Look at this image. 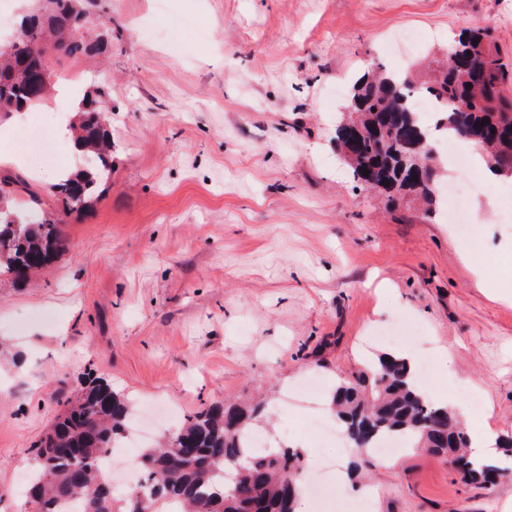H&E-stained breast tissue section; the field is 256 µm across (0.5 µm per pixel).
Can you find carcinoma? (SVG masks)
I'll return each instance as SVG.
<instances>
[{"mask_svg": "<svg viewBox=\"0 0 512 512\" xmlns=\"http://www.w3.org/2000/svg\"><path fill=\"white\" fill-rule=\"evenodd\" d=\"M86 0H48L47 13L23 16L19 42L0 49V112H19L42 100L39 81L44 42L73 58L94 50L74 35L86 21ZM478 45H473V42ZM453 60L434 71L419 90L441 104L435 127L455 137L478 136L491 167L512 176V71L499 47L483 29L453 40ZM411 77L375 72L358 79L350 94L351 116L344 124L359 131L344 161L355 182L427 205L433 213L440 160L410 104ZM103 92L86 96L80 107L78 140L95 157L94 164L54 184L55 195L69 209L82 210L100 194L112 172V138L106 128ZM18 179H0V273L20 279L42 269L65 251L59 220L51 215L26 222L6 200ZM331 405L345 434L362 454L387 436H404L418 448L463 461L466 478L487 483L498 474L491 464L467 455L469 437L448 407L423 393L406 361L383 354L370 371L340 382ZM133 402L100 377L80 380L63 403L51 428L33 444L37 470L30 483L33 512H296L303 452L281 446L258 454L246 439L264 424L263 405L211 404L189 416L181 429L141 450L138 464L145 480L124 499L112 494L109 473L100 460L125 438Z\"/></svg>", "mask_w": 512, "mask_h": 512, "instance_id": "1", "label": "carcinoma"}]
</instances>
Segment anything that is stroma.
<instances>
[{"label":"stroma","instance_id":"stroma-1","mask_svg":"<svg viewBox=\"0 0 512 512\" xmlns=\"http://www.w3.org/2000/svg\"><path fill=\"white\" fill-rule=\"evenodd\" d=\"M512 61V0H96V59L47 47L40 107L0 112V175L11 208L61 217L66 250L28 281L0 276V512H32L18 494L31 445L78 378L93 374L148 405L171 433L203 407L265 395L267 443L282 428L313 448L303 485L329 482L338 512H512V477L465 481L448 458L408 448L366 456L348 475L285 396L308 375L324 392L392 349L431 359L422 387L458 399L465 419L512 435V186L449 167L481 188L470 232L438 197L435 216L357 190L335 130L353 81L445 53L473 27ZM106 92L112 174L86 212L64 214L60 168L87 158L58 139L49 113L74 118L59 85ZM47 137L54 166L26 167L18 126ZM403 324L399 345L378 339Z\"/></svg>","mask_w":512,"mask_h":512}]
</instances>
